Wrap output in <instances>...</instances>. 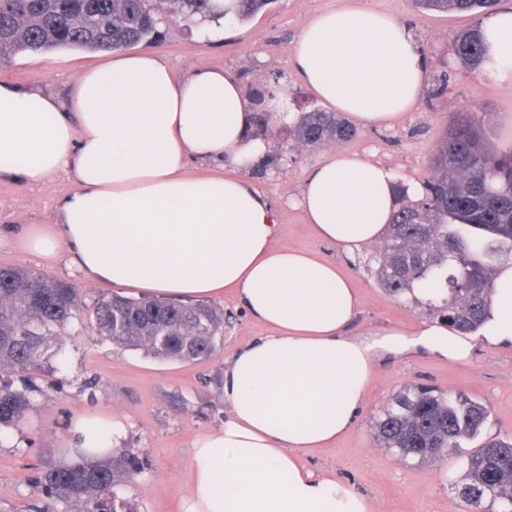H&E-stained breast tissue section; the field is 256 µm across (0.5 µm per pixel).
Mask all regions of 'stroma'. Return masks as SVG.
I'll list each match as a JSON object with an SVG mask.
<instances>
[{"label":"stroma","instance_id":"obj_1","mask_svg":"<svg viewBox=\"0 0 512 512\" xmlns=\"http://www.w3.org/2000/svg\"><path fill=\"white\" fill-rule=\"evenodd\" d=\"M352 4L404 21L420 49L429 81L418 106L385 126L359 127L342 150L364 155L387 166L397 185L418 199L430 174L429 158L444 131L449 113L475 106L485 131L486 147L496 152L512 145V79L469 73L447 54L449 44L469 26L471 17L454 12L419 11L412 0H273L251 19L210 34L197 18H163L158 39L150 48L161 54L177 76L206 65L238 75L244 87L262 88L268 73H283L294 111L319 107L313 92L301 82L291 53L301 26L315 14ZM101 52L60 49L22 54L0 68V80L65 96L85 69L103 63ZM282 158L278 166L260 168L249 179L279 216L277 245L303 249L336 262L351 277L360 307L355 330L392 325L412 330L425 320L422 309L396 300L366 269L373 247L345 254L320 240L298 205L300 190L324 147L301 148L281 133L271 139ZM73 187L68 174L58 173L39 183L0 182V265L23 267L69 281L79 288L83 305L79 324L65 337L53 369L0 373V384L36 389L33 408L0 443V512H39L45 495L40 476L66 462L64 446L71 421L109 412L125 420V447L134 449L144 471L125 494L138 512H179L186 490L191 451L197 436L224 422V367L234 350L266 335L232 294L213 305L231 313L223 339L205 360L160 362L143 352L101 342L92 324L97 301L115 293L114 285L91 281L61 255L54 264L14 245L25 226L51 223L58 202ZM427 383L448 392L462 391L488 402L492 413L484 436L512 439V348L477 347L466 364H451L430 356L380 366L351 434L335 445L309 455L306 462L329 471L370 497L377 512H472L453 488L462 476L461 457L441 464L409 465L379 445L373 421L404 387Z\"/></svg>","mask_w":512,"mask_h":512}]
</instances>
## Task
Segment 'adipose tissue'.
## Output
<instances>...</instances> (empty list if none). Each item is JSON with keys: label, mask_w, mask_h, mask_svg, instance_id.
Wrapping results in <instances>:
<instances>
[{"label": "adipose tissue", "mask_w": 512, "mask_h": 512, "mask_svg": "<svg viewBox=\"0 0 512 512\" xmlns=\"http://www.w3.org/2000/svg\"><path fill=\"white\" fill-rule=\"evenodd\" d=\"M512 76V10L482 24ZM294 67L321 101L367 125L414 109L426 70L410 27L345 6L306 22ZM253 104L233 73L205 65L176 76L152 51L108 52L67 98L0 82V179L37 183L65 172L74 186L52 223L21 235L23 250L54 261L67 249L85 276L150 295L219 298L233 290L269 335L241 346L224 370L222 428L194 444L182 512H375L371 500L305 458L347 436L377 368L430 355L469 361L478 345L512 346V264L491 290L478 334L436 323L405 332L349 328L359 305L332 261L278 247L277 216L244 175L265 146ZM234 169L187 176L189 163ZM299 204L317 235L345 252L382 240L395 208L386 166L343 150L310 172ZM124 423L76 419L74 458L119 446Z\"/></svg>", "instance_id": "1"}]
</instances>
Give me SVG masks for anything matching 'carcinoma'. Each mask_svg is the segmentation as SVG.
Instances as JSON below:
<instances>
[{"label": "carcinoma", "instance_id": "1", "mask_svg": "<svg viewBox=\"0 0 512 512\" xmlns=\"http://www.w3.org/2000/svg\"><path fill=\"white\" fill-rule=\"evenodd\" d=\"M500 2L415 0L421 11L474 16L450 53L475 75L488 60L481 24ZM271 3L234 0L224 14L244 21ZM164 15L211 19L208 0H0V65L20 53L125 49L151 40ZM288 133L315 148L348 141L356 130L339 113L317 108L302 113ZM482 137L478 113L451 114L432 155L425 193L399 205L370 267L389 295L469 334L487 317L499 265L512 260V146L491 153ZM81 307L71 283L0 265V372L52 366ZM92 328L101 339L153 359L191 362L213 354L224 311L114 294L96 303ZM33 402L30 392L1 385L0 431L17 426ZM490 414L486 402L465 393L409 386L376 420V437L413 464L435 465L477 439ZM141 472L138 455L125 447L105 458L50 467L42 476L49 500L42 512H58V502L79 512H136L124 491ZM456 490L477 507L487 500L498 512H512V441L489 438L468 452Z\"/></svg>", "mask_w": 512, "mask_h": 512}]
</instances>
